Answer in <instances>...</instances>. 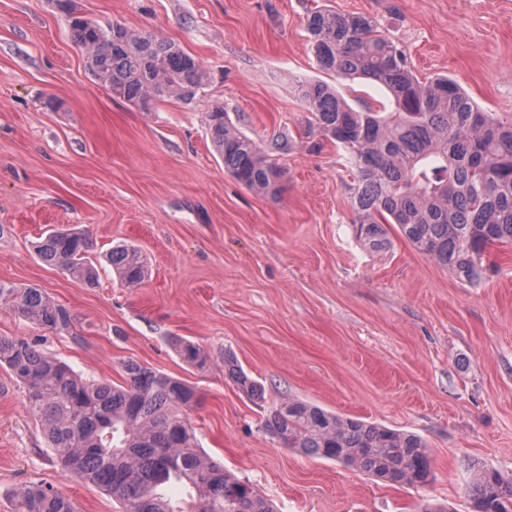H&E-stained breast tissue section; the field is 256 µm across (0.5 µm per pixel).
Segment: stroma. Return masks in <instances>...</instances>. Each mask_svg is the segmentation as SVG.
<instances>
[{
	"instance_id": "1",
	"label": "stroma",
	"mask_w": 512,
	"mask_h": 512,
	"mask_svg": "<svg viewBox=\"0 0 512 512\" xmlns=\"http://www.w3.org/2000/svg\"><path fill=\"white\" fill-rule=\"evenodd\" d=\"M324 3L374 17L419 78L448 76L485 111L512 113V0H74L208 69L195 102L148 112L91 81L55 0H0V283L42 288L72 316L56 334L0 300V336L39 341L88 378L121 382L133 359L195 386L201 448L280 512H417L430 499L471 512V461L512 474V248L493 250L472 287L397 230L380 251L356 238L346 155L312 150L320 135L291 84L322 76L305 20ZM216 107L260 145L288 140L276 191L225 173L207 131ZM58 227L85 231L99 257L137 245L148 278L128 288L106 266L89 287L44 264L32 244ZM179 339L209 367L183 362ZM227 353L264 400L225 376ZM292 397L422 436L432 481L390 486L281 447L262 423ZM28 484L79 512H120L54 462L0 369V512Z\"/></svg>"
}]
</instances>
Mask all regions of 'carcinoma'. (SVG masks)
Wrapping results in <instances>:
<instances>
[{
  "label": "carcinoma",
  "instance_id": "carcinoma-1",
  "mask_svg": "<svg viewBox=\"0 0 512 512\" xmlns=\"http://www.w3.org/2000/svg\"><path fill=\"white\" fill-rule=\"evenodd\" d=\"M56 2L85 50L90 76L112 95L147 112L168 98L186 102L206 86L207 69L176 42L78 16L71 0ZM305 28L319 70L383 87L392 108L383 112L367 101L353 107L323 81H294L313 127L355 168L350 191L359 240L383 250L394 226L460 281L484 283L491 250L512 246V115L485 111L446 76L419 80L403 49L369 15L320 6L309 12ZM207 130L225 173L248 189L276 190L282 171L271 153L288 150V141L265 149L234 129L221 108L207 113ZM35 252L43 263L96 284L85 232L50 230ZM106 260L129 287L148 274L133 244L112 247ZM0 300L38 327L70 330L69 310L41 288L0 283ZM177 349L184 362L207 365L202 347L181 340ZM0 368L22 389L24 407L57 465L105 491L123 512H277L199 448L188 414L197 391L185 381L133 359L121 363L122 383L92 380L38 342L9 336H0ZM224 374L247 396L264 398V387L230 356ZM263 427L284 448L387 484L418 487L432 478L427 443L415 433L297 398L273 406ZM475 476L473 512H512V476L479 467ZM13 498L15 512H78L67 496L43 485L22 486Z\"/></svg>",
  "mask_w": 512,
  "mask_h": 512
}]
</instances>
